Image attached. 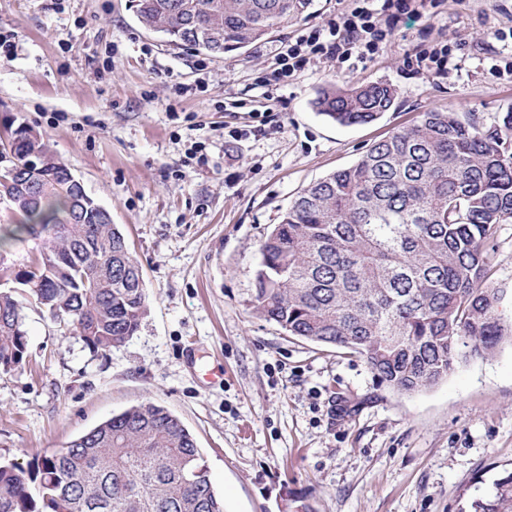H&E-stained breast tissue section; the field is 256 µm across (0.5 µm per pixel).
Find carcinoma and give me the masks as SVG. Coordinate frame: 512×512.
<instances>
[{
    "label": "carcinoma",
    "mask_w": 512,
    "mask_h": 512,
    "mask_svg": "<svg viewBox=\"0 0 512 512\" xmlns=\"http://www.w3.org/2000/svg\"><path fill=\"white\" fill-rule=\"evenodd\" d=\"M141 25L208 56L246 48L301 16L310 0H130ZM394 90L329 88L316 109L342 126L388 111ZM25 126L5 190L11 234L46 233L14 273L35 303L93 350L134 336L149 308L137 259L72 180L71 169ZM36 154L40 164L27 166ZM512 222V111L488 127L431 110L374 143L353 165L303 189L261 246L254 311L288 334L360 354L401 394L425 391L468 357L512 343L484 288L485 246ZM21 304L0 289V371L26 362ZM473 512H512V471L473 501ZM0 512H224L193 434L151 402L103 421L26 466L0 463Z\"/></svg>",
    "instance_id": "1"
}]
</instances>
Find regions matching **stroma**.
<instances>
[{"label": "stroma", "instance_id": "35a3bbf8", "mask_svg": "<svg viewBox=\"0 0 512 512\" xmlns=\"http://www.w3.org/2000/svg\"><path fill=\"white\" fill-rule=\"evenodd\" d=\"M350 0L215 58L146 31L129 0H0V127L40 134L112 215L149 311L95 352L25 303L27 359L0 372V459L27 463L150 400L194 435L224 512H469L512 470V346L401 394L350 350L288 335L253 311L260 247L309 183L354 164L430 110L496 124L512 109V0H442L409 13L366 59H312L278 84L276 49ZM443 42L440 77L407 58ZM382 83L392 108L341 126L327 86ZM485 287L512 319V223L487 245Z\"/></svg>", "mask_w": 512, "mask_h": 512}]
</instances>
